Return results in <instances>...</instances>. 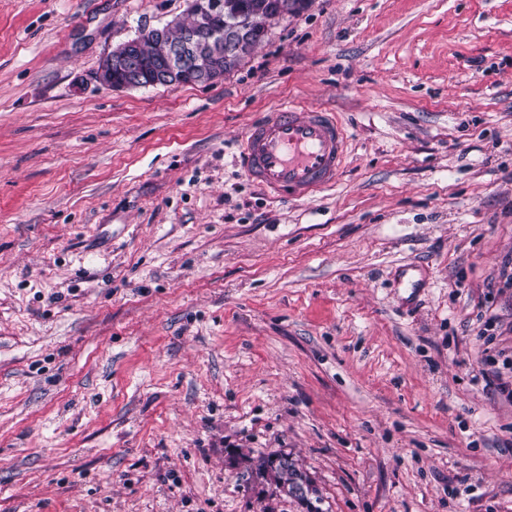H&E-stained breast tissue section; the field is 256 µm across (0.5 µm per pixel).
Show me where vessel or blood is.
<instances>
[{
	"label": "vessel or blood",
	"mask_w": 512,
	"mask_h": 512,
	"mask_svg": "<svg viewBox=\"0 0 512 512\" xmlns=\"http://www.w3.org/2000/svg\"><path fill=\"white\" fill-rule=\"evenodd\" d=\"M242 142L248 178L279 196L308 199L335 183L347 134L332 113L288 101L252 124Z\"/></svg>",
	"instance_id": "b4317fda"
}]
</instances>
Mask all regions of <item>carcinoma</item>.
Here are the masks:
<instances>
[{"instance_id":"1","label":"carcinoma","mask_w":512,"mask_h":512,"mask_svg":"<svg viewBox=\"0 0 512 512\" xmlns=\"http://www.w3.org/2000/svg\"><path fill=\"white\" fill-rule=\"evenodd\" d=\"M294 0H224V12L208 15L207 32L221 44L224 58L220 59L221 72L226 74L237 68L267 35L263 22L269 18H281L293 9ZM249 27L254 32L253 43L247 50L237 51L230 40L234 31ZM145 73H152L158 60L159 41L145 33L139 37ZM250 479L265 485L261 490L264 499H293L307 509V512H320L316 503L321 501L318 489H313V500L298 496L297 489L311 482L303 464L295 459L285 458V454L260 456L251 461Z\"/></svg>"}]
</instances>
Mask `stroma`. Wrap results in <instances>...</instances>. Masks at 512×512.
<instances>
[{
    "mask_svg": "<svg viewBox=\"0 0 512 512\" xmlns=\"http://www.w3.org/2000/svg\"><path fill=\"white\" fill-rule=\"evenodd\" d=\"M185 0H0V512H512V0H305L212 85L112 90ZM335 113V186L241 137ZM494 316L483 327L480 312ZM118 73L123 78H112V73ZM140 57L132 51L131 42L122 47L113 48L112 57L106 68L99 73V82L111 89L138 88L141 81ZM248 178L282 197L308 199L336 183L347 134L331 112L283 102L244 133ZM285 458L284 453L259 456L256 460L250 461V477L253 481L268 487V490L261 489L264 500L293 499L304 505L308 512H320L313 501H306L298 496L296 490L303 483H313L303 464L295 458Z\"/></svg>",
    "mask_w": 512,
    "mask_h": 512,
    "instance_id": "1",
    "label": "stroma"
}]
</instances>
